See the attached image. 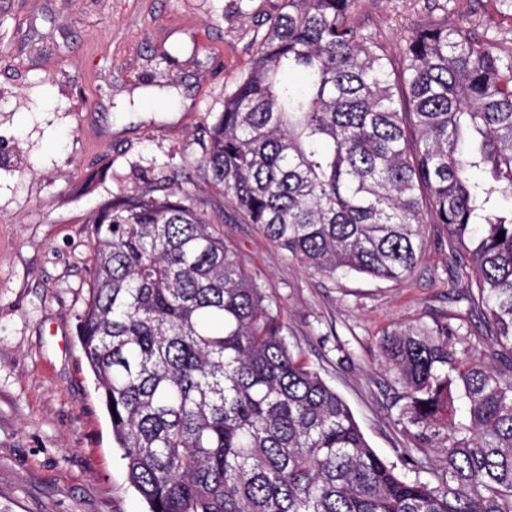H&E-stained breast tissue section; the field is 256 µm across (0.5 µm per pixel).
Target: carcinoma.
<instances>
[{"mask_svg":"<svg viewBox=\"0 0 512 512\" xmlns=\"http://www.w3.org/2000/svg\"><path fill=\"white\" fill-rule=\"evenodd\" d=\"M358 2L287 0L224 99L203 168L314 273L400 281L427 219L472 240L448 265L475 274L470 305L505 368L459 355L446 328L383 335L399 422L423 444L448 439L434 481L408 480L291 348L190 193L119 196L90 220L78 338L148 512H512V207L497 204L512 198V46L439 23L395 63L355 25Z\"/></svg>","mask_w":512,"mask_h":512,"instance_id":"carcinoma-1","label":"carcinoma"}]
</instances>
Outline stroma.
Returning <instances> with one entry per match:
<instances>
[{
  "label": "stroma",
  "mask_w": 512,
  "mask_h": 512,
  "mask_svg": "<svg viewBox=\"0 0 512 512\" xmlns=\"http://www.w3.org/2000/svg\"><path fill=\"white\" fill-rule=\"evenodd\" d=\"M285 0H0V512H148L127 480L78 340L89 222L112 197L184 190L223 215L224 240L256 272L304 361L345 400L375 451L407 479L431 476L446 443L419 448L397 422L403 392L382 335L442 324L485 358L469 279L424 227L399 282L306 271L243 223L203 176L210 129ZM356 19L393 59L445 19L512 41L498 0H360ZM455 289H448V281Z\"/></svg>",
  "instance_id": "1"
}]
</instances>
